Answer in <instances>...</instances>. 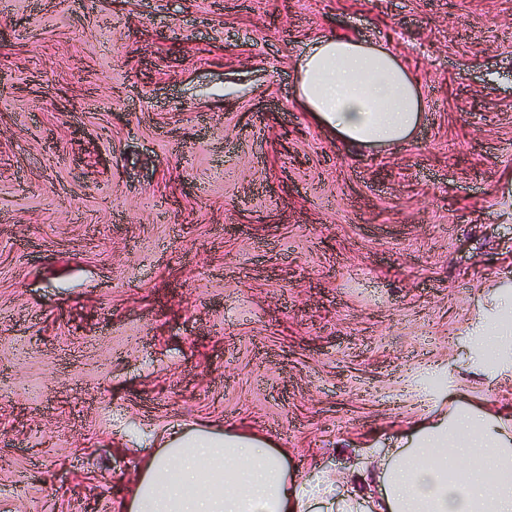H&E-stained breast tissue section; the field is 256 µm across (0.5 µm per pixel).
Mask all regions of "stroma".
I'll return each mask as SVG.
<instances>
[{
	"label": "stroma",
	"mask_w": 512,
	"mask_h": 512,
	"mask_svg": "<svg viewBox=\"0 0 512 512\" xmlns=\"http://www.w3.org/2000/svg\"><path fill=\"white\" fill-rule=\"evenodd\" d=\"M423 93L360 150L295 100L324 34ZM512 0H10L0 10V512H112L201 420L343 471L512 408Z\"/></svg>",
	"instance_id": "35a3bbf8"
}]
</instances>
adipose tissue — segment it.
I'll list each match as a JSON object with an SVG mask.
<instances>
[{
    "mask_svg": "<svg viewBox=\"0 0 512 512\" xmlns=\"http://www.w3.org/2000/svg\"><path fill=\"white\" fill-rule=\"evenodd\" d=\"M296 98L354 147L405 142L422 96L384 45L324 35L297 61ZM115 512H512V419L453 406L420 421L408 447L346 472L292 474L288 451L255 432L172 431Z\"/></svg>",
    "mask_w": 512,
    "mask_h": 512,
    "instance_id": "1",
    "label": "adipose tissue"
}]
</instances>
